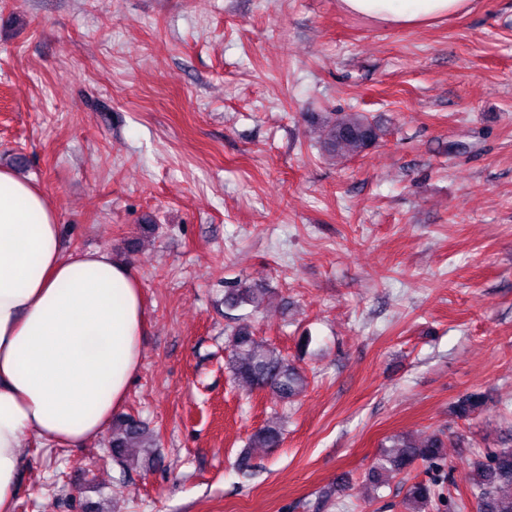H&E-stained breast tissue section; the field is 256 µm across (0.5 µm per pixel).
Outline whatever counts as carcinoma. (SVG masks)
Instances as JSON below:
<instances>
[{
  "instance_id": "cac0c4a2",
  "label": "carcinoma",
  "mask_w": 512,
  "mask_h": 512,
  "mask_svg": "<svg viewBox=\"0 0 512 512\" xmlns=\"http://www.w3.org/2000/svg\"><path fill=\"white\" fill-rule=\"evenodd\" d=\"M381 130L362 112H340L328 120L327 139L323 149L328 153L344 151L357 156L375 144ZM254 302V289L234 288L224 293V305L240 307ZM229 368L235 380L250 389H271L285 401L293 400L306 384V377L274 347L259 340L247 324L230 330ZM482 403V395L469 393L458 399L455 413L467 417ZM282 430L267 424L255 431L253 444L276 448ZM393 450L385 452L369 471L370 481L377 483L381 472L407 473L416 464L429 471L440 472L446 462L447 443L440 436L417 442L408 436L391 438ZM112 458L127 465L141 461H158L157 435L139 420L125 416L112 422L110 441ZM437 478L418 480L407 489L405 501L409 512H431L436 503ZM472 495L477 499V512H512V446L497 448L473 465Z\"/></svg>"
}]
</instances>
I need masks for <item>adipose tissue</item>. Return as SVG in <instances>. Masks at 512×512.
Wrapping results in <instances>:
<instances>
[{
    "instance_id": "adipose-tissue-1",
    "label": "adipose tissue",
    "mask_w": 512,
    "mask_h": 512,
    "mask_svg": "<svg viewBox=\"0 0 512 512\" xmlns=\"http://www.w3.org/2000/svg\"><path fill=\"white\" fill-rule=\"evenodd\" d=\"M472 0H339L400 28L468 11ZM146 333L140 283L103 250L68 253L45 194L0 169V512H13L21 439L78 446L124 405Z\"/></svg>"
}]
</instances>
